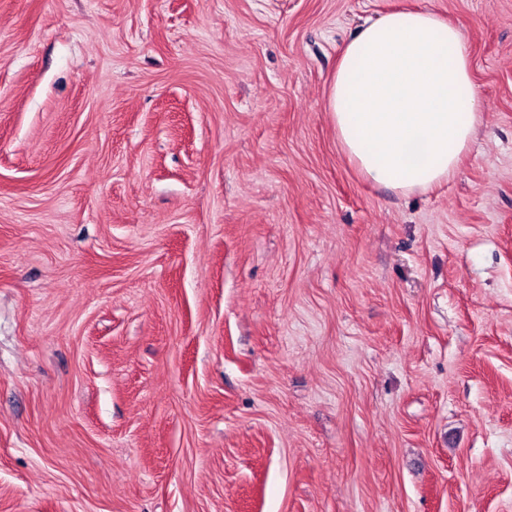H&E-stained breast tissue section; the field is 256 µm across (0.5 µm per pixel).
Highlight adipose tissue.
<instances>
[{"instance_id":"1","label":"adipose tissue","mask_w":512,"mask_h":512,"mask_svg":"<svg viewBox=\"0 0 512 512\" xmlns=\"http://www.w3.org/2000/svg\"><path fill=\"white\" fill-rule=\"evenodd\" d=\"M479 108L463 32L427 10L387 13L348 41L328 103L349 159L403 193L447 179Z\"/></svg>"}]
</instances>
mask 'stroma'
Instances as JSON below:
<instances>
[{"mask_svg": "<svg viewBox=\"0 0 512 512\" xmlns=\"http://www.w3.org/2000/svg\"><path fill=\"white\" fill-rule=\"evenodd\" d=\"M467 40L447 181L327 110ZM0 512H512V0H0ZM479 108L463 32L427 10L389 12L348 41L328 103L349 159L403 193L448 179Z\"/></svg>", "mask_w": 512, "mask_h": 512, "instance_id": "35a3bbf8", "label": "stroma"}]
</instances>
